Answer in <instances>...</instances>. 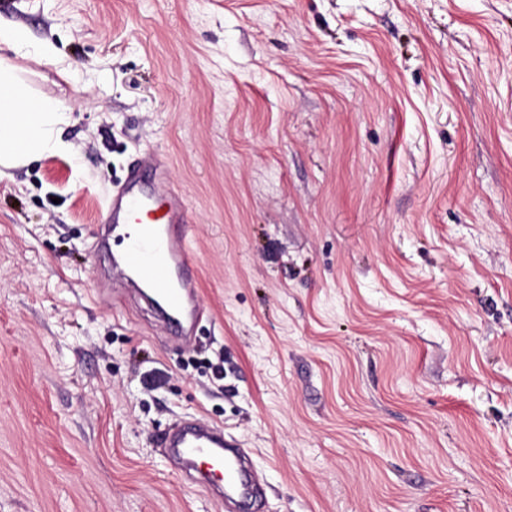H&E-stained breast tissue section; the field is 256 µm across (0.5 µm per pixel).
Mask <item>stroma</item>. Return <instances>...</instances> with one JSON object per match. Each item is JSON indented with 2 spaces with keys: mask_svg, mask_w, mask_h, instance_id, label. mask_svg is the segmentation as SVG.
<instances>
[{
  "mask_svg": "<svg viewBox=\"0 0 512 512\" xmlns=\"http://www.w3.org/2000/svg\"><path fill=\"white\" fill-rule=\"evenodd\" d=\"M57 51L66 153L0 177V512H512V0H0ZM163 149L205 316L172 341L95 253ZM161 445L188 463L203 460L210 470L223 472L224 483H204L216 499L224 492V498L240 510L260 509V479L246 465L244 448L224 442L222 428L201 419L183 421L165 434Z\"/></svg>",
  "mask_w": 512,
  "mask_h": 512,
  "instance_id": "stroma-1",
  "label": "stroma"
}]
</instances>
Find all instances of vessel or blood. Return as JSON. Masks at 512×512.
<instances>
[{
  "label": "vessel or blood",
  "mask_w": 512,
  "mask_h": 512,
  "mask_svg": "<svg viewBox=\"0 0 512 512\" xmlns=\"http://www.w3.org/2000/svg\"><path fill=\"white\" fill-rule=\"evenodd\" d=\"M168 167L161 150L135 156L123 182L112 188L108 227L122 245L119 277L132 275L152 288L167 328L184 338L201 308L189 211L181 193L162 182ZM161 445L186 462L201 460L222 472V483L207 487L214 497L232 501L239 512H259L260 479L246 465L245 450L225 442L222 428L201 419L184 421L165 434Z\"/></svg>",
  "instance_id": "vessel-or-blood-1"
}]
</instances>
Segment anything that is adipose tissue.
Listing matches in <instances>:
<instances>
[{"label":"adipose tissue","instance_id":"adipose-tissue-1","mask_svg":"<svg viewBox=\"0 0 512 512\" xmlns=\"http://www.w3.org/2000/svg\"><path fill=\"white\" fill-rule=\"evenodd\" d=\"M69 115L55 100L34 97L21 67L0 59V166L13 168L62 153Z\"/></svg>","mask_w":512,"mask_h":512}]
</instances>
